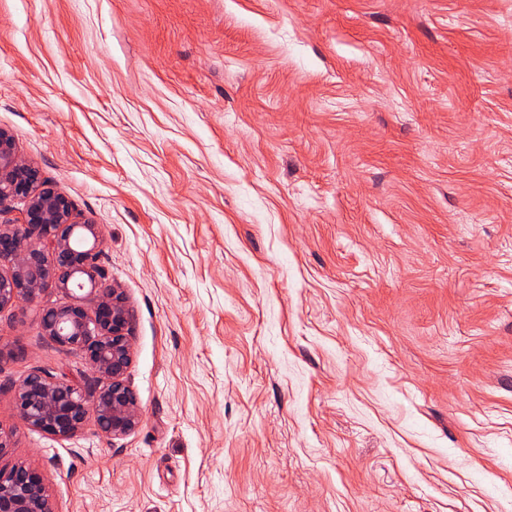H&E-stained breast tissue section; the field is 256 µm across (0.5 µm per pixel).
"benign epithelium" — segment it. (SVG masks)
<instances>
[{
    "label": "benign epithelium",
    "mask_w": 512,
    "mask_h": 512,
    "mask_svg": "<svg viewBox=\"0 0 512 512\" xmlns=\"http://www.w3.org/2000/svg\"><path fill=\"white\" fill-rule=\"evenodd\" d=\"M16 199L24 201L18 221L4 207ZM102 251L99 225L77 222L69 197L49 186L0 128V312L35 303L47 288L64 292L70 302L43 310L41 329L92 371L81 385L37 366L11 384L21 424L55 438L74 435L89 420L111 438L139 424L136 395L125 383L133 315L122 292L101 283ZM0 512H53L37 467H0Z\"/></svg>",
    "instance_id": "benign-epithelium-1"
}]
</instances>
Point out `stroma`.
I'll list each match as a JSON object with an SVG mask.
<instances>
[{"mask_svg": "<svg viewBox=\"0 0 512 512\" xmlns=\"http://www.w3.org/2000/svg\"><path fill=\"white\" fill-rule=\"evenodd\" d=\"M0 127L133 311L114 439L0 314L55 512H512V0H0Z\"/></svg>", "mask_w": 512, "mask_h": 512, "instance_id": "stroma-1", "label": "stroma"}]
</instances>
